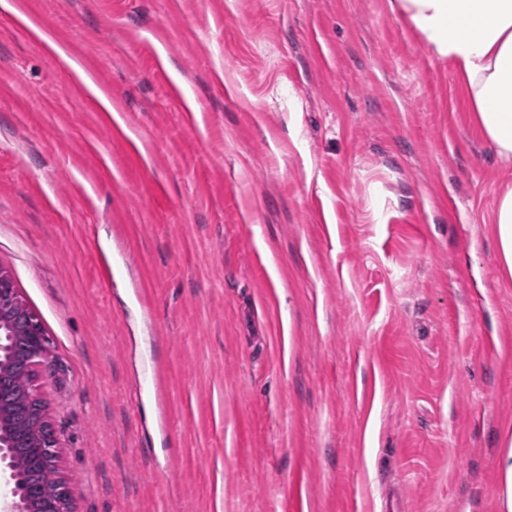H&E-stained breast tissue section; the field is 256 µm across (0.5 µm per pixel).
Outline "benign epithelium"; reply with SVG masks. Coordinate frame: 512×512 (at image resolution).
Here are the masks:
<instances>
[{
	"mask_svg": "<svg viewBox=\"0 0 512 512\" xmlns=\"http://www.w3.org/2000/svg\"><path fill=\"white\" fill-rule=\"evenodd\" d=\"M27 336L33 350L34 359L24 369L36 375L34 368L44 364L48 351L47 337L34 314L22 301L10 271L0 266V389L4 387L10 372L12 359L5 357L6 337ZM29 406L28 418L35 429L43 430V440L39 446L44 448L51 457L57 452L48 440L50 421L48 420V403L41 397L35 384H29L26 391ZM16 426V413L12 408L0 401V461L8 460L10 448V430ZM72 489L65 478H60L58 496L53 503L51 512H73ZM26 489L15 473H9L4 485L0 486V512H26Z\"/></svg>",
	"mask_w": 512,
	"mask_h": 512,
	"instance_id": "benign-epithelium-1",
	"label": "benign epithelium"
}]
</instances>
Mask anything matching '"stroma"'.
Masks as SVG:
<instances>
[{"mask_svg": "<svg viewBox=\"0 0 512 512\" xmlns=\"http://www.w3.org/2000/svg\"><path fill=\"white\" fill-rule=\"evenodd\" d=\"M509 186L388 0H0L74 512H507ZM494 235L501 269L512 277V189L502 193L493 213Z\"/></svg>", "mask_w": 512, "mask_h": 512, "instance_id": "35a3bbf8", "label": "stroma"}]
</instances>
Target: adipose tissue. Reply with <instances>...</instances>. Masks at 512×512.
Returning <instances> with one entry per match:
<instances>
[{
    "label": "adipose tissue",
    "instance_id": "1",
    "mask_svg": "<svg viewBox=\"0 0 512 512\" xmlns=\"http://www.w3.org/2000/svg\"><path fill=\"white\" fill-rule=\"evenodd\" d=\"M463 83L473 120L512 167V0H389ZM503 273L512 277V189L492 216Z\"/></svg>",
    "mask_w": 512,
    "mask_h": 512
}]
</instances>
